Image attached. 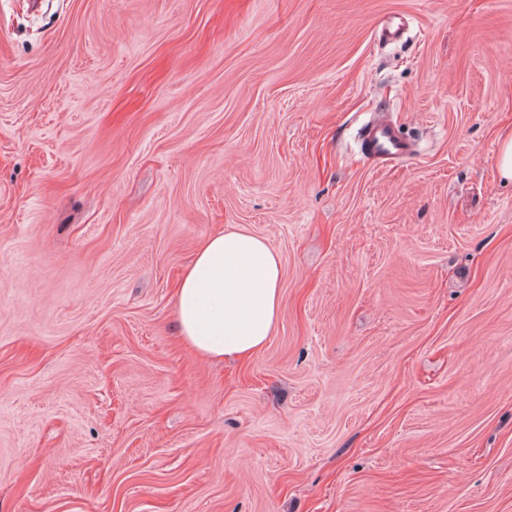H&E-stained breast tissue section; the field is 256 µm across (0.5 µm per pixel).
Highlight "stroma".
<instances>
[{"mask_svg":"<svg viewBox=\"0 0 512 512\" xmlns=\"http://www.w3.org/2000/svg\"><path fill=\"white\" fill-rule=\"evenodd\" d=\"M508 124L512 0H0V512H512ZM233 227L282 302L214 363ZM362 143L369 156L382 162L399 161L414 152L411 141L401 137L384 120H378L364 128ZM499 153L496 167L502 180L512 182V128L502 129L498 134ZM281 279L280 255L264 238L242 229L206 237L176 296L187 345L210 361L263 350L278 322Z\"/></svg>","mask_w":512,"mask_h":512,"instance_id":"stroma-1","label":"stroma"}]
</instances>
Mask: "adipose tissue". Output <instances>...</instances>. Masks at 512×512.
<instances>
[{
    "label": "adipose tissue",
    "instance_id": "adipose-tissue-1",
    "mask_svg": "<svg viewBox=\"0 0 512 512\" xmlns=\"http://www.w3.org/2000/svg\"><path fill=\"white\" fill-rule=\"evenodd\" d=\"M281 279V258L264 238L242 229L206 237L176 296L187 345L208 360L263 350L278 322Z\"/></svg>",
    "mask_w": 512,
    "mask_h": 512
}]
</instances>
